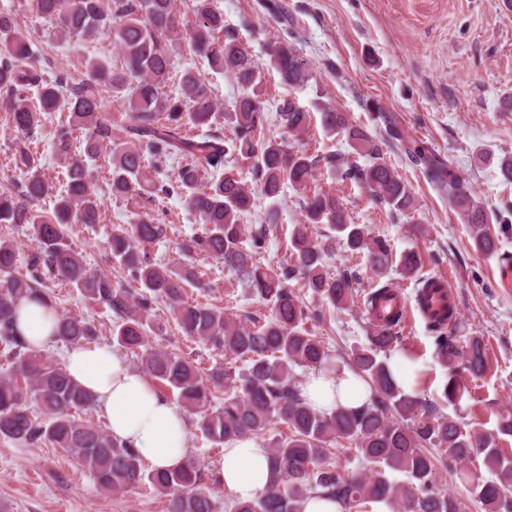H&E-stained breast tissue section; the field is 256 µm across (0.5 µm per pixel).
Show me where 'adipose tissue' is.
Wrapping results in <instances>:
<instances>
[{
    "mask_svg": "<svg viewBox=\"0 0 512 512\" xmlns=\"http://www.w3.org/2000/svg\"><path fill=\"white\" fill-rule=\"evenodd\" d=\"M17 308L16 329L29 346L43 350L56 344L53 310L27 298ZM64 367L93 394L113 437L135 448L152 469L164 471L187 462L190 450L183 409L157 394L144 371L124 353L107 345H78L68 352ZM302 393L314 408L329 413L361 406L370 391L345 367L336 373L310 372ZM216 476L235 499H254L271 481L269 452L252 439L235 441L225 446Z\"/></svg>",
    "mask_w": 512,
    "mask_h": 512,
    "instance_id": "obj_1",
    "label": "adipose tissue"
}]
</instances>
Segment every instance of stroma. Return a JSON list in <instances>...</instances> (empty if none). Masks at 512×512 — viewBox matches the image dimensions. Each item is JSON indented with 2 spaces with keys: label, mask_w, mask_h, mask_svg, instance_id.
Wrapping results in <instances>:
<instances>
[{
  "label": "stroma",
  "mask_w": 512,
  "mask_h": 512,
  "mask_svg": "<svg viewBox=\"0 0 512 512\" xmlns=\"http://www.w3.org/2000/svg\"><path fill=\"white\" fill-rule=\"evenodd\" d=\"M217 2L224 13L225 33L237 37L259 63L267 61L268 42L285 40L294 45L307 67L308 83L293 89L280 84L277 74L266 68L267 137L290 140L317 158L348 152L345 138L325 135L316 119L305 134L289 137L277 111L288 95L312 113L321 105L334 107L375 137L390 116L448 163L475 201L495 213L497 251H477L447 197L394 143L382 145L381 150L412 193L413 207L405 214L391 212L373 201L361 184L342 180L326 166L315 171V187L335 195L351 222L368 225L373 234L389 239L395 252L417 251L423 276L446 278L457 309V320L450 328L465 338L483 337L487 346L484 374L465 376L467 392L457 405L446 404L440 392L446 374L435 358L432 333L421 316L402 319V349L419 364L414 380L422 398L439 405L464 429L495 431L499 412L512 407V293L496 286L499 256L512 255V182L499 170L500 157L512 154V107L503 103L512 97V10H506L502 0H278L286 13L280 19L264 9L265 0ZM1 9L13 11L20 28L30 34L40 66L81 79L85 56L118 57L111 38L104 35L83 40L54 36L52 24L36 15L31 0H0ZM175 68H193L204 75L224 108H231L243 92L233 77L209 70L199 57H177ZM67 120L66 113H53L28 138L43 173L57 190L64 186L66 175L55 159L52 138ZM107 178L103 170L96 179V190L106 203L101 222L72 224L67 229L88 267L104 272L113 266L107 241L130 218L125 203L110 196ZM304 197V192L284 186L274 204L279 220L263 252L265 261L276 264L288 258L289 233L303 219ZM148 211L168 228L166 238L149 249L154 261L162 265L192 262L209 286L205 292L189 289V300L223 308L241 319L269 315V306L238 283L223 263L189 251L192 238L201 232V220L178 196L149 204ZM325 268L333 274L350 272L359 300L346 309H325L311 289L300 288L310 309L325 312L324 320L308 321L306 327L330 352L346 355L366 341L369 316L361 298L378 283L365 255H352L340 247L326 257ZM53 293L60 311L93 321L98 343L111 344V312L89 304L68 286H54ZM152 314L167 326L165 335L152 337L153 346L191 357L205 368L220 359L225 366L241 370L240 362L220 357L208 345L183 336L163 303H154ZM197 420L194 414L187 418L190 455L202 466L218 512H230L234 500L215 474L224 451L202 435ZM464 468L479 471L483 464L478 458L466 463L443 459L436 471L437 485L457 500L463 512H482L458 476ZM0 512H167V501L147 484L124 493H104L63 449L0 439Z\"/></svg>",
  "instance_id": "1"
}]
</instances>
